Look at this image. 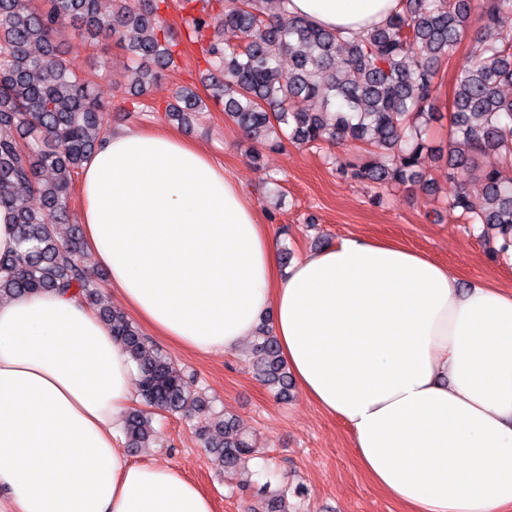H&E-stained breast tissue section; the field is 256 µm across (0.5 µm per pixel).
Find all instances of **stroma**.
<instances>
[{
    "mask_svg": "<svg viewBox=\"0 0 512 512\" xmlns=\"http://www.w3.org/2000/svg\"><path fill=\"white\" fill-rule=\"evenodd\" d=\"M167 20L181 42L182 55L177 68L165 72L141 98L127 92L130 60L122 47L109 40L85 49L68 34L60 35V43L77 53L84 78L110 102V112L103 115L106 131L179 130L241 181L264 222L274 227L282 248L294 258L354 235L422 252L448 266L462 282L484 280L512 289V257L498 253L497 242L484 235L481 226L463 223L458 212L445 204V161L428 155L423 162L428 176L438 184V193L397 188L385 192L383 203L376 205L370 200V188L336 172L337 160L352 154L347 146L264 148L255 163L244 136L219 106L197 113L188 127L169 120L166 112L178 87L202 96L207 90L183 13L169 11ZM481 35V29H472L452 64L441 69L437 78L440 109L450 106L458 69L478 52ZM152 342L193 377L214 408L233 415L244 430L256 435L264 466L255 472V480L275 487L285 483L304 487L299 512H405L362 471L345 423L323 414L300 388H293L288 401L277 399L256 375L249 347L232 354H203L161 336ZM153 425L160 432V444L129 450L131 461L154 460L179 468L211 498L213 512H251L249 493L230 489L223 473L212 465L192 421L159 412Z\"/></svg>",
    "mask_w": 512,
    "mask_h": 512,
    "instance_id": "1",
    "label": "stroma"
}]
</instances>
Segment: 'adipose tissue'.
<instances>
[{
  "instance_id": "ef3b65f1",
  "label": "adipose tissue",
  "mask_w": 512,
  "mask_h": 512,
  "mask_svg": "<svg viewBox=\"0 0 512 512\" xmlns=\"http://www.w3.org/2000/svg\"><path fill=\"white\" fill-rule=\"evenodd\" d=\"M397 0H289L344 35ZM81 224L109 285L177 345L236 351L262 316L295 382L343 420L366 474L407 512H512V290L349 236L280 265L241 183L177 134L126 128L84 166ZM134 364L67 297L0 302V502L9 512H213L171 465L117 441Z\"/></svg>"
}]
</instances>
